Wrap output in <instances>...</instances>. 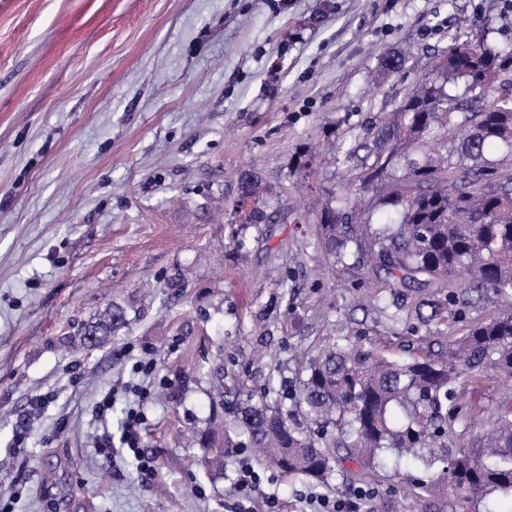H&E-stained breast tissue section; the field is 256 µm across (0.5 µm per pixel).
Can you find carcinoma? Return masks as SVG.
I'll list each match as a JSON object with an SVG mask.
<instances>
[{
  "instance_id": "carcinoma-1",
  "label": "carcinoma",
  "mask_w": 512,
  "mask_h": 512,
  "mask_svg": "<svg viewBox=\"0 0 512 512\" xmlns=\"http://www.w3.org/2000/svg\"><path fill=\"white\" fill-rule=\"evenodd\" d=\"M406 63L403 52L384 53L379 74H399ZM442 77L467 79L474 95L463 102L446 93L437 85ZM373 130L372 163L355 180L364 192L390 179L385 204L399 222L381 229L364 224L362 198L346 197L338 209L333 192L315 217L328 253L339 256L352 246L355 264L404 287L446 288L450 299L464 272L469 288L491 291L507 305L446 341L440 357L426 352L398 362L351 341L335 343L304 362L298 385L282 398L319 428L340 431V445L367 465L382 453L397 461L413 457L423 471L413 484L418 498L449 491L468 509L512 493L511 403L484 444L455 453L448 448L467 381L491 370L512 392V172L483 160L489 147L512 151V49L493 52L452 39L435 73L419 80ZM440 131L443 140L457 143V155L417 157L424 139ZM397 159L405 161L399 175L393 174ZM124 323L121 311L110 312L84 329L83 347L99 344ZM232 424L262 462L283 473L319 484L332 471L331 448L302 435L280 408L249 401L234 409ZM200 442L216 447L211 464L219 466V431H207Z\"/></svg>"
}]
</instances>
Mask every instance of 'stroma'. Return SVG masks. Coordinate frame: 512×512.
<instances>
[{
  "label": "stroma",
  "instance_id": "35a3bbf8",
  "mask_svg": "<svg viewBox=\"0 0 512 512\" xmlns=\"http://www.w3.org/2000/svg\"><path fill=\"white\" fill-rule=\"evenodd\" d=\"M457 35L512 47V0H0V512H266L271 495L276 512H316L365 488L383 507L460 512L452 495L410 496L411 459L381 455L368 484L343 449L325 483L263 467L243 498L252 450L218 470L191 439L268 385L293 390L297 352L348 336L401 361L492 314L489 291L459 290L455 321L447 289L352 269L313 222L369 161L315 146L373 145L372 122ZM394 50L404 73L378 79ZM246 171L259 224L237 211ZM110 308L124 327L77 348ZM500 389L491 371L464 386L453 445L483 439ZM134 406L150 474L123 445Z\"/></svg>",
  "mask_w": 512,
  "mask_h": 512
}]
</instances>
